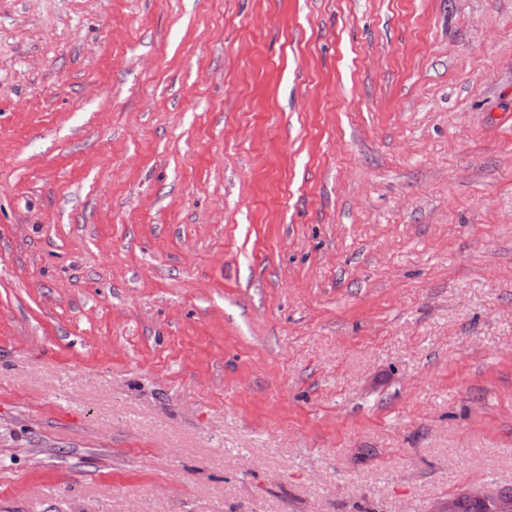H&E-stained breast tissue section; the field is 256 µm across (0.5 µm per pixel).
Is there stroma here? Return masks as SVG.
Instances as JSON below:
<instances>
[{
  "label": "stroma",
  "instance_id": "stroma-1",
  "mask_svg": "<svg viewBox=\"0 0 512 512\" xmlns=\"http://www.w3.org/2000/svg\"><path fill=\"white\" fill-rule=\"evenodd\" d=\"M512 488V0H0V512Z\"/></svg>",
  "mask_w": 512,
  "mask_h": 512
}]
</instances>
